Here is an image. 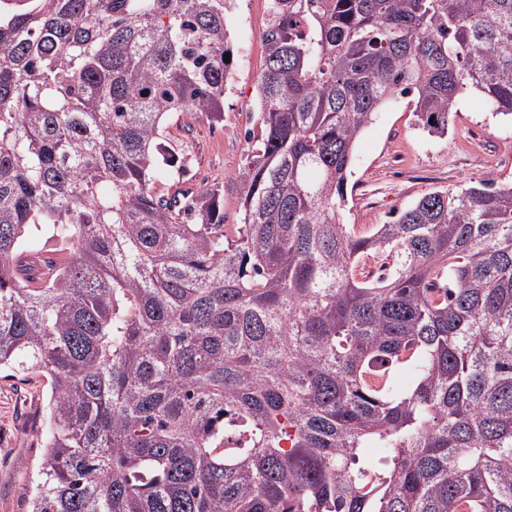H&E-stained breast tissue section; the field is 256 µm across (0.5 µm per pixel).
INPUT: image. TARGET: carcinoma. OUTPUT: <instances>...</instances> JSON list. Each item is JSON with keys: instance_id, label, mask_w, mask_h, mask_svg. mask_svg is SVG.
Segmentation results:
<instances>
[{"instance_id": "1", "label": "carcinoma", "mask_w": 512, "mask_h": 512, "mask_svg": "<svg viewBox=\"0 0 512 512\" xmlns=\"http://www.w3.org/2000/svg\"><path fill=\"white\" fill-rule=\"evenodd\" d=\"M270 2L233 240L220 189L152 191L170 114L223 112L227 0L0 15V368L51 387L30 512H512V182L339 213L394 93L433 133L470 90L512 120V0ZM42 237L65 257L24 264Z\"/></svg>"}]
</instances>
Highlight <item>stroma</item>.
Instances as JSON below:
<instances>
[{
  "mask_svg": "<svg viewBox=\"0 0 512 512\" xmlns=\"http://www.w3.org/2000/svg\"><path fill=\"white\" fill-rule=\"evenodd\" d=\"M268 0H236L226 18L234 47L231 88L219 120L199 112L172 113L161 140L166 156L185 170L179 181L160 178V196L208 186L224 194V222L242 221V178L248 129L258 117L257 80L265 64ZM412 96L392 95L357 143L347 182L343 223L362 235L392 222L430 191H448L484 178L512 180V122L496 116L480 95L461 98L448 131H422ZM50 386L42 375L0 370V512H28L26 492L36 480L48 431Z\"/></svg>",
  "mask_w": 512,
  "mask_h": 512,
  "instance_id": "obj_1",
  "label": "stroma"
}]
</instances>
